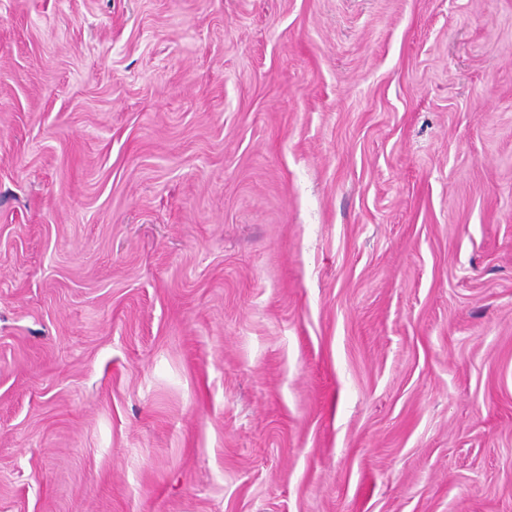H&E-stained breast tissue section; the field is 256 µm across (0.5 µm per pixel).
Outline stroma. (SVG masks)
Segmentation results:
<instances>
[{
  "label": "stroma",
  "instance_id": "stroma-1",
  "mask_svg": "<svg viewBox=\"0 0 512 512\" xmlns=\"http://www.w3.org/2000/svg\"><path fill=\"white\" fill-rule=\"evenodd\" d=\"M0 512H512V0H0Z\"/></svg>",
  "mask_w": 512,
  "mask_h": 512
}]
</instances>
